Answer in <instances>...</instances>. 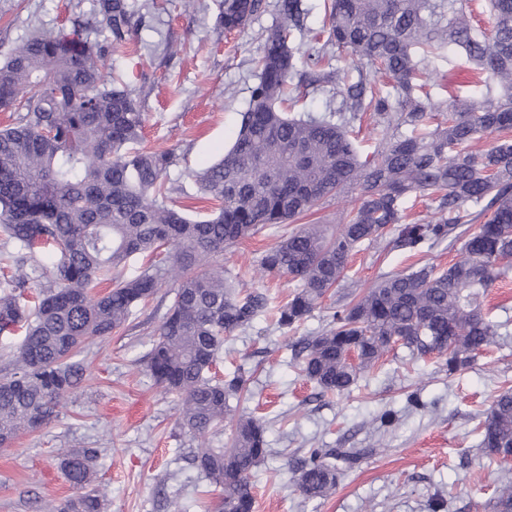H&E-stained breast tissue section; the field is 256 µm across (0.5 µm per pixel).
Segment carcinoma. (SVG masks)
<instances>
[{"instance_id": "obj_1", "label": "carcinoma", "mask_w": 512, "mask_h": 512, "mask_svg": "<svg viewBox=\"0 0 512 512\" xmlns=\"http://www.w3.org/2000/svg\"><path fill=\"white\" fill-rule=\"evenodd\" d=\"M303 0H280L284 23L272 26L256 59L258 82L234 142L196 173L198 192L213 201L193 218L170 197L165 176L172 150L142 147L144 116L135 95L104 78L102 45L77 24L35 31L0 58V108L14 113L0 127V223L17 273L0 282V333L23 329L0 378V445L35 432L57 416L78 386L72 358L105 339L132 307L171 281L172 304L156 330L147 367L180 399L178 423L197 441L191 463L222 492L221 512H253L250 478L267 454L264 421L235 415L233 399L248 390L242 368L213 375L224 337L269 309L259 291H242L210 260L268 225L296 222L331 196L360 188L345 224H301L259 259L265 275L299 282L276 308L281 328L294 329L344 279L350 254L386 241L417 252L457 231L463 255L446 268L381 275L332 314L328 327L292 344L303 375L323 394L345 395L395 347L418 360L430 353L453 376L498 341L506 323L483 312L488 288L512 267V0H488L491 33L473 25L466 0H323L326 40L311 36L305 63L341 97L326 115L289 109L304 94L290 80L304 35ZM109 49L129 44L126 0H98ZM263 0H221L218 22L244 28ZM359 63L344 80L327 47ZM465 58L485 75L477 99L452 97L435 121L418 77L433 59ZM385 75L381 85L371 72ZM373 110L384 127L380 160H360L357 125ZM438 202L405 222L413 196ZM467 224L477 225L473 232ZM134 254L148 262L127 277ZM46 279L38 302H21L28 285ZM111 284L94 292L101 282ZM231 424L228 445L220 442ZM489 460L512 459V391L497 394L479 422ZM96 448L66 452L61 467L74 494L43 512H105L106 494L92 486ZM332 449L301 461L296 485L308 500L335 490L341 471ZM493 512H512V482L496 490Z\"/></svg>"}]
</instances>
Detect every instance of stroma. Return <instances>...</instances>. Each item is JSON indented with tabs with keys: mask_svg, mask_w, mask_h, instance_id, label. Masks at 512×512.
<instances>
[{
	"mask_svg": "<svg viewBox=\"0 0 512 512\" xmlns=\"http://www.w3.org/2000/svg\"><path fill=\"white\" fill-rule=\"evenodd\" d=\"M134 27L127 51L103 58L105 75L126 82L141 102L147 147L175 149L177 163L166 176L175 200L190 205L197 192L193 173L208 167L231 146L248 106L257 71L252 63L267 29L280 23L278 0L240 32L217 24L218 0H128ZM96 0H0V51L33 29L46 33L91 19L87 34L103 41ZM431 91L438 111L449 94H478L480 77L466 65L439 59ZM271 225L242 240L217 259L248 288L267 294L271 305L286 303L297 283L263 276L260 253L288 234ZM463 241L450 237L409 255L373 245L354 254L342 287L333 289L298 331L257 317L224 342L217 372L241 367L251 373L240 412L265 420L267 456L253 474L254 512H430L435 495L449 500L446 512H492L501 482L512 480V463H491L479 447L478 423L493 397L512 389V334L450 376L435 358L411 361L406 349L389 354L381 368L359 379L343 397L322 394L299 373L291 344L329 323L343 292L362 294L387 272L426 263L448 265ZM163 284L148 303L133 308L125 324L106 339L92 340L80 353L83 380L57 418L37 432L20 434L0 447V512H42L45 501L69 497L60 467L67 448L100 451L96 484L104 488L106 512H168L171 499L187 512H219L221 491L187 456L194 446L178 424V399L157 385L147 370L152 337L171 300ZM315 448L355 454L336 489L322 499H305L295 484V461Z\"/></svg>",
	"mask_w": 512,
	"mask_h": 512,
	"instance_id": "35a3bbf8",
	"label": "stroma"
}]
</instances>
